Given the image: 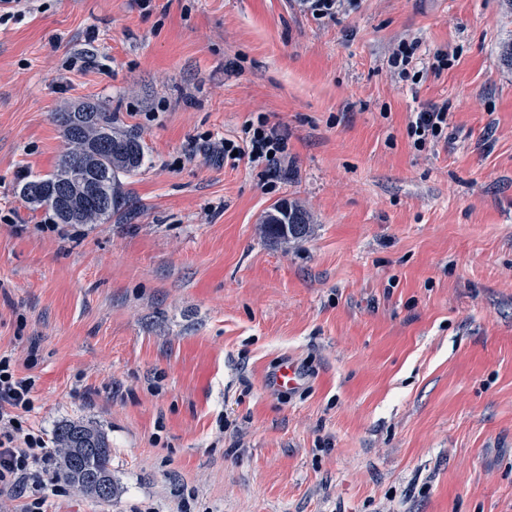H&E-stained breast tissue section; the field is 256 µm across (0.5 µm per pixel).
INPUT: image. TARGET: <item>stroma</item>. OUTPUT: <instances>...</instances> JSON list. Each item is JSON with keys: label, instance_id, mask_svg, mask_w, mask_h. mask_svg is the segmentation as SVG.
I'll list each match as a JSON object with an SVG mask.
<instances>
[{"label": "stroma", "instance_id": "obj_1", "mask_svg": "<svg viewBox=\"0 0 512 512\" xmlns=\"http://www.w3.org/2000/svg\"><path fill=\"white\" fill-rule=\"evenodd\" d=\"M510 37L501 0H34L0 26V353L47 436L112 448L111 501L48 512H512ZM83 101L144 144L137 213L52 231L19 185ZM261 113L285 160L217 155ZM283 200L305 240L263 238ZM450 106L444 103L441 107L421 110L414 113L411 130L417 136L415 145L419 149L426 146L427 141L440 139L448 128V111ZM283 205H286V211H279ZM278 212L281 213L283 220L284 230L288 235H285L281 229V219L275 217ZM312 218L309 212L297 201L283 200L275 204L271 210L266 212L261 220V229L264 237L274 243H290L298 242L309 237L313 230ZM289 224V226H288ZM303 382V375L293 361L282 362L271 378V383L278 389H288V391L299 389Z\"/></svg>", "mask_w": 512, "mask_h": 512}]
</instances>
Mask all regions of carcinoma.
Segmentation results:
<instances>
[{
    "label": "carcinoma",
    "instance_id": "cac0c4a2",
    "mask_svg": "<svg viewBox=\"0 0 512 512\" xmlns=\"http://www.w3.org/2000/svg\"><path fill=\"white\" fill-rule=\"evenodd\" d=\"M66 149L55 170L24 182L20 197L34 208L52 211L58 224H106L112 212L129 203L124 179L144 162L139 136L116 127L104 104L83 102L55 114ZM68 188L71 203L59 201L55 190ZM288 221V233L280 229ZM264 237L274 243L298 242L313 230L309 212L296 201L283 200L261 220ZM60 476L94 498L112 499L111 448L90 425L62 424L56 429Z\"/></svg>",
    "mask_w": 512,
    "mask_h": 512
}]
</instances>
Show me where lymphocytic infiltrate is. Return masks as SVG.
Segmentation results:
<instances>
[{
    "instance_id": "1",
    "label": "lymphocytic infiltrate",
    "mask_w": 512,
    "mask_h": 512,
    "mask_svg": "<svg viewBox=\"0 0 512 512\" xmlns=\"http://www.w3.org/2000/svg\"><path fill=\"white\" fill-rule=\"evenodd\" d=\"M246 134L245 146L223 142L224 156L235 154L260 164L269 155L283 156L288 151L285 135L266 116L249 123ZM35 390V377L19 375L13 356L0 354V504L23 499L21 512H45L50 497L69 493L60 480L48 477L47 441L29 421Z\"/></svg>"
}]
</instances>
